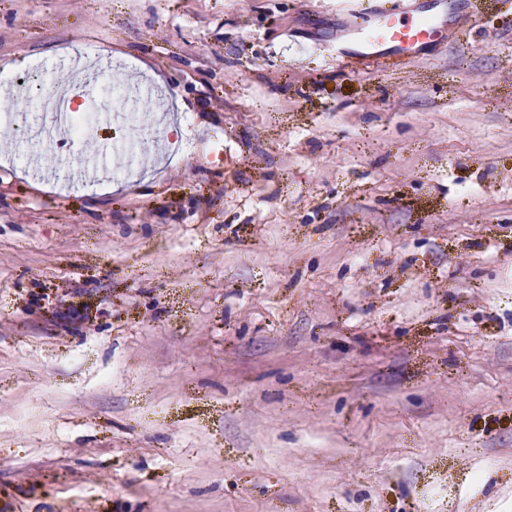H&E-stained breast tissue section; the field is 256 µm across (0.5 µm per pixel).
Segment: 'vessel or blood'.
Listing matches in <instances>:
<instances>
[{
	"label": "vessel or blood",
	"instance_id": "1",
	"mask_svg": "<svg viewBox=\"0 0 512 512\" xmlns=\"http://www.w3.org/2000/svg\"><path fill=\"white\" fill-rule=\"evenodd\" d=\"M437 11L425 13L418 0H371L370 22L350 20L346 42L337 43L336 59L344 65L372 68L389 57L412 58L467 14L469 0H436Z\"/></svg>",
	"mask_w": 512,
	"mask_h": 512
}]
</instances>
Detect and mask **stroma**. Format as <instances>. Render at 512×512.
<instances>
[{"mask_svg": "<svg viewBox=\"0 0 512 512\" xmlns=\"http://www.w3.org/2000/svg\"><path fill=\"white\" fill-rule=\"evenodd\" d=\"M471 2L362 72L363 0H0V76L89 44L170 132L60 190L123 129L0 128V512H512V0Z\"/></svg>", "mask_w": 512, "mask_h": 512, "instance_id": "obj_1", "label": "stroma"}]
</instances>
